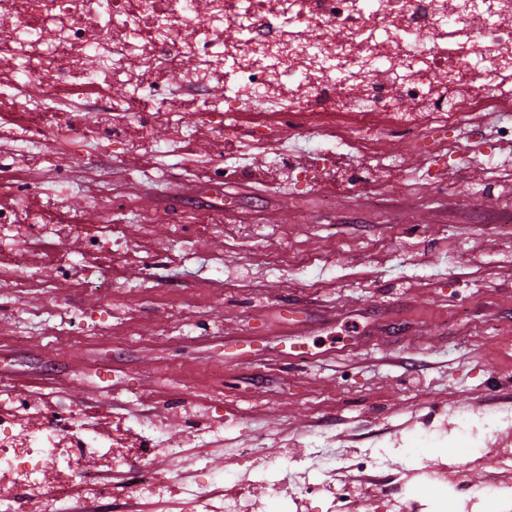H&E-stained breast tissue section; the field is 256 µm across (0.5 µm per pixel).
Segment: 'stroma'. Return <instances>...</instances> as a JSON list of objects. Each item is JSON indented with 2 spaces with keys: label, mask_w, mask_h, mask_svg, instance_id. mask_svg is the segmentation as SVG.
<instances>
[{
  "label": "stroma",
  "mask_w": 512,
  "mask_h": 512,
  "mask_svg": "<svg viewBox=\"0 0 512 512\" xmlns=\"http://www.w3.org/2000/svg\"><path fill=\"white\" fill-rule=\"evenodd\" d=\"M153 136L162 147L146 157L115 155L91 136L77 151L53 141L32 163L0 141L1 162L29 168L27 205L41 223L96 232L100 213L84 199L108 177L112 221L133 241L112 257L108 302L80 273L60 272L53 247L35 252L32 274L57 286L0 312V386L87 414L121 406L167 420L176 448L192 440L178 400L221 399L213 427L223 444L191 448L218 474L239 471L240 448H333L357 464L375 432L394 468L442 456L465 465L467 444L416 443L443 408L512 442V429L493 424L497 402L512 397V155L487 185L482 156L451 164L384 131L378 150L400 167L376 193L330 180L284 191L266 154L221 176L214 130L174 150L165 128ZM197 217L214 237L171 235L173 221ZM217 275L219 292L207 286ZM65 309L91 330L80 342L51 334Z\"/></svg>",
  "instance_id": "obj_1"
}]
</instances>
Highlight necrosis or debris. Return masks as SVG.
Masks as SVG:
<instances>
[{"mask_svg":"<svg viewBox=\"0 0 512 512\" xmlns=\"http://www.w3.org/2000/svg\"><path fill=\"white\" fill-rule=\"evenodd\" d=\"M204 8L197 13L193 0H0V17L16 22L0 33V100L14 116L0 133L18 135L32 157L49 149L51 136L75 143L91 126L125 156L148 149L147 132L157 125L176 144L190 135L183 107L169 100L141 105L148 90L176 82L222 138L250 122L249 138L236 136L223 155L228 171H245L255 151H274L271 133L284 127L325 135L300 170L313 181H360L344 161L352 153L364 157L376 180L388 178L396 162L376 150L382 129L432 140L452 160L479 152L492 177L498 156L512 155V123L491 137L479 128L480 112L512 114V0H205ZM228 21L248 31L243 44L225 42ZM310 28L318 30L316 40L302 38ZM78 54L94 58L95 68L72 70ZM189 57L196 66L186 72L181 62ZM229 64L235 102L221 108L202 91ZM336 70L343 81L332 79ZM100 85L103 110L70 111V100H88ZM255 96L259 106L242 110ZM19 217L18 209H0V264L12 266L7 286L16 293L31 284L30 248L80 233L76 224H23ZM85 241L84 285L111 298L108 246H125L123 227L105 223ZM172 454L163 427L116 413L106 434L73 406L0 388V512H15L24 498L41 512H59L70 498L88 503L87 512L107 500L112 512H135L133 500L172 495L166 474L150 466ZM297 459L284 449L180 492L194 512H299L287 488ZM366 465L373 483L396 486L372 499L374 512H512L508 484L446 480L442 465L426 461L411 475L433 488L431 503L396 482L383 458Z\"/></svg>","mask_w":512,"mask_h":512,"instance_id":"obj_1","label":"necrosis or debris"}]
</instances>
